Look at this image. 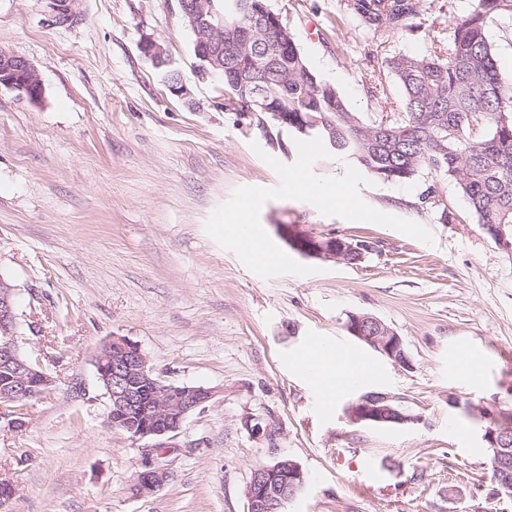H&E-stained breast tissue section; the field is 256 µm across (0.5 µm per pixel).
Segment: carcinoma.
<instances>
[{
    "label": "carcinoma",
    "instance_id": "obj_1",
    "mask_svg": "<svg viewBox=\"0 0 512 512\" xmlns=\"http://www.w3.org/2000/svg\"><path fill=\"white\" fill-rule=\"evenodd\" d=\"M243 9L224 15V95L248 103L250 89H267L268 126L260 127L268 144L283 149L282 129L272 113L287 112L310 126L297 139L336 140V155L354 160L382 182H404L427 170L453 180L470 213L496 242L505 231L512 249V75L498 64L487 21L512 20V0H473L470 12L448 32L437 31L431 51L385 59L370 93L387 120L365 121L337 89L309 69L290 29L267 0H241ZM427 10L426 0H346L356 27L374 38L403 28ZM401 90L396 103L386 78ZM419 206L435 210L448 223V203L432 185ZM149 390L135 407L112 413L110 426L128 432L142 421Z\"/></svg>",
    "mask_w": 512,
    "mask_h": 512
}]
</instances>
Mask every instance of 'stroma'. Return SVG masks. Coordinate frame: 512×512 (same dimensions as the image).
Wrapping results in <instances>:
<instances>
[{
	"label": "stroma",
	"instance_id": "obj_1",
	"mask_svg": "<svg viewBox=\"0 0 512 512\" xmlns=\"http://www.w3.org/2000/svg\"><path fill=\"white\" fill-rule=\"evenodd\" d=\"M472 0H432L409 27L363 38L344 0H268L309 68L366 120L382 59L424 54L430 37ZM81 21L47 23L49 0H0V51L28 59L43 97L0 87V279L15 290L23 352L56 388L27 409L25 428L0 419V512H247L252 468L281 457L307 475L284 512H512L491 478L480 409L512 412V253L472 218L454 181L423 173L373 181L361 195L426 226V245L378 224L325 216L311 204L267 201L261 224L299 235L365 241L357 264L309 259L306 276L261 278L204 231L241 185L272 187L257 154L268 143L250 114L224 108V84L199 80L195 36L178 0H81ZM164 45L191 91L170 93L139 49ZM435 182L454 221L415 208ZM373 315L402 339L393 363L346 328ZM138 344L168 382L209 387L163 464L169 481L134 496L141 444L107 424L94 367L110 337ZM332 340L379 375L324 406L297 356ZM475 348L474 379L448 366ZM399 398L414 422L369 426L346 409L361 391ZM273 420L275 441L246 416Z\"/></svg>",
	"mask_w": 512,
	"mask_h": 512
}]
</instances>
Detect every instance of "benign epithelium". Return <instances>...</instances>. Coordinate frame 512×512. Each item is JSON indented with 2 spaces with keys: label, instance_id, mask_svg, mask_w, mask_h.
<instances>
[{
  "label": "benign epithelium",
  "instance_id": "obj_1",
  "mask_svg": "<svg viewBox=\"0 0 512 512\" xmlns=\"http://www.w3.org/2000/svg\"><path fill=\"white\" fill-rule=\"evenodd\" d=\"M77 2L78 0H53L52 24L68 26L80 21L81 12ZM179 9L192 27L200 32L198 44L206 51L203 59L207 64L199 67L198 77L203 79L212 75V71L224 68L221 51L224 25L221 21H215L217 11L212 0H179ZM139 49L158 68L173 65L163 45L152 38L143 39ZM0 86L12 88L32 101H39L43 97L38 71L25 58L6 52L0 53ZM279 229L289 245L307 258L353 263L358 254L362 253L360 245L341 238L293 237L288 234L286 224L279 225ZM13 300L14 288L0 280V368L13 369L11 384L0 390V415L11 411L12 419L8 421V427L21 429L26 426V413L25 408L17 406V403L33 397L29 388L32 371L19 354L15 334L17 315L14 312ZM346 329L354 338L394 362L403 366L408 364L400 336L381 320L369 314H352ZM104 359L111 362L112 368L106 375L98 377V381L108 385L114 406H133L137 402L136 387L144 382L154 386L153 403L149 410L150 427L139 431L134 427L129 428L134 440L147 441L142 447V469L134 479L135 496L154 495L164 487L169 477L168 471L157 459L164 454L165 449L173 447V440L186 419L211 402L216 397V391L212 388L176 385L162 380L149 365V360L141 348L124 336H114L99 348L94 362ZM347 413L357 423L404 424L413 420L398 403V398L389 393L360 398L347 408ZM246 424L250 425L255 437L275 440L276 429L269 424L262 425L261 418L250 416ZM483 438L495 449L492 457L494 469L499 473L507 472L509 457L512 456L507 439L496 437V432L490 429L485 431ZM276 468L288 469L291 480L288 487L294 489L304 484V474L298 464L281 461ZM270 470L272 467L268 466L260 471H252L246 488L248 512H282L285 502L293 498V495L279 488L263 487L258 483L257 477Z\"/></svg>",
  "mask_w": 512,
  "mask_h": 512
}]
</instances>
